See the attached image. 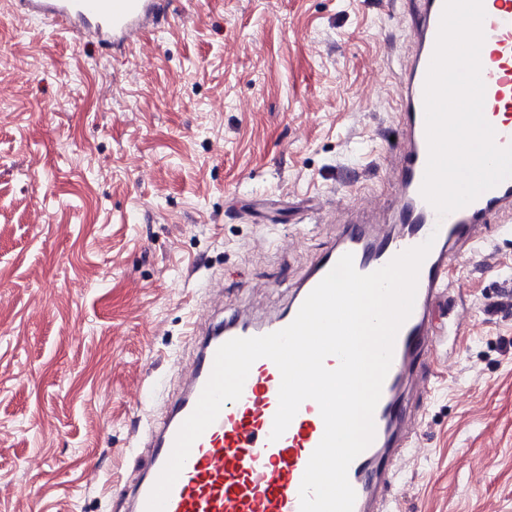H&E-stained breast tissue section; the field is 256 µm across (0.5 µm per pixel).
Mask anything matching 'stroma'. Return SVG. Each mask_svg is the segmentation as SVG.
<instances>
[{
  "label": "stroma",
  "mask_w": 512,
  "mask_h": 512,
  "mask_svg": "<svg viewBox=\"0 0 512 512\" xmlns=\"http://www.w3.org/2000/svg\"><path fill=\"white\" fill-rule=\"evenodd\" d=\"M175 10L112 53L0 6V512H119L192 322L282 309L394 190L413 0ZM451 275L393 512H512V236Z\"/></svg>",
  "instance_id": "35a3bbf8"
}]
</instances>
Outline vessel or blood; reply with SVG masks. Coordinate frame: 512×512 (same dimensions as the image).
<instances>
[{
  "instance_id": "obj_1",
  "label": "vessel or blood",
  "mask_w": 512,
  "mask_h": 512,
  "mask_svg": "<svg viewBox=\"0 0 512 512\" xmlns=\"http://www.w3.org/2000/svg\"><path fill=\"white\" fill-rule=\"evenodd\" d=\"M28 15L70 28L108 48H128L147 27L167 23L173 0H20ZM444 0H418L410 20L411 60L403 69L401 113L395 152V188L383 210L387 226L353 211L336 239L313 261L280 312L257 317L240 313L207 322L193 338L194 359L183 367L179 395L164 403L145 429L144 460L120 492L125 512H146L148 497L172 452L176 435L193 412L214 366L218 348L233 338L262 336L289 325L309 293L344 254L359 273H372L398 254L432 240L421 265L413 311L401 326L393 360L374 412L375 437L350 464L353 512H390L401 477L400 463L411 453L416 427L436 377L430 354L442 336L460 324L437 323L436 311L455 282L454 259L471 254L490 219L512 235V178L483 192L467 206L438 216L423 198L428 144L424 86L434 52ZM492 61L482 68L485 95L496 102L498 146L512 145V0H493L483 23ZM280 372L267 358L256 360L239 400L226 402L217 420L193 444L174 483L165 512H300L299 489L308 461L322 439L324 422L315 401H304L289 428L271 440L278 408Z\"/></svg>"
}]
</instances>
